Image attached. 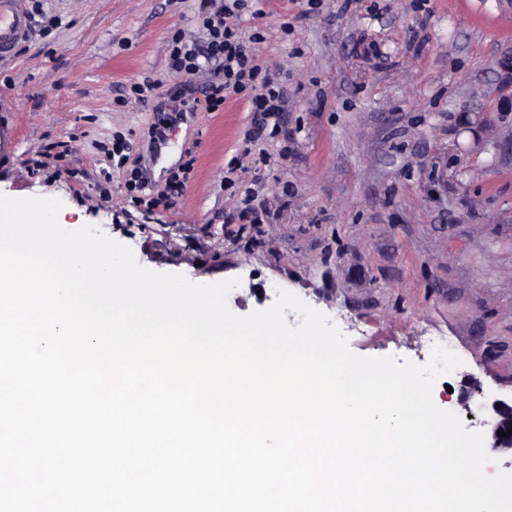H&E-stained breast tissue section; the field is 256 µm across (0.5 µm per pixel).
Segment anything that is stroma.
<instances>
[{
  "instance_id": "obj_1",
  "label": "stroma",
  "mask_w": 512,
  "mask_h": 512,
  "mask_svg": "<svg viewBox=\"0 0 512 512\" xmlns=\"http://www.w3.org/2000/svg\"><path fill=\"white\" fill-rule=\"evenodd\" d=\"M200 0H43L61 23L30 24L0 60L11 152L0 194L57 199L58 221L90 224L139 265L195 283L235 281L238 315L293 293L328 316L353 352L426 363L448 339L460 366L437 381L440 408L484 430L492 400L512 397V112L499 109L498 61L512 49L507 0H262L242 12L256 51L288 89L282 130L261 170L240 159L246 99L189 112L170 159L192 163L167 209L133 204L114 136L140 140L153 102L128 87L182 85L166 44L196 34ZM233 176L234 187L224 185ZM253 219H242L244 195ZM468 406L458 398L471 384Z\"/></svg>"
}]
</instances>
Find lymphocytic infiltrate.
Wrapping results in <instances>:
<instances>
[{
	"mask_svg": "<svg viewBox=\"0 0 512 512\" xmlns=\"http://www.w3.org/2000/svg\"><path fill=\"white\" fill-rule=\"evenodd\" d=\"M198 16L200 37L189 39L175 33L168 45V69L172 73L200 79L201 101L181 99L184 111L198 107L215 112L232 95H245L258 124L245 134L243 156H256L258 163H267L266 155L256 152L258 140L269 119L278 117L287 99L285 89L269 77L255 46L261 43V32L244 28L241 12L247 0H203Z\"/></svg>",
	"mask_w": 512,
	"mask_h": 512,
	"instance_id": "obj_1",
	"label": "lymphocytic infiltrate"
}]
</instances>
